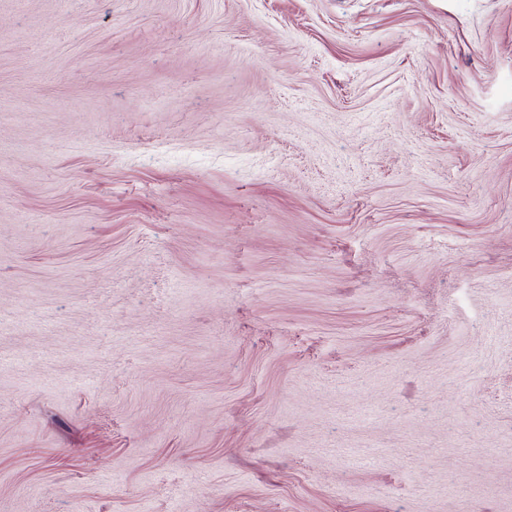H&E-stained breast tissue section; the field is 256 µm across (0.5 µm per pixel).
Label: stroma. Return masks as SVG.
Here are the masks:
<instances>
[{"mask_svg":"<svg viewBox=\"0 0 512 512\" xmlns=\"http://www.w3.org/2000/svg\"><path fill=\"white\" fill-rule=\"evenodd\" d=\"M0 512H512V0H0Z\"/></svg>","mask_w":512,"mask_h":512,"instance_id":"1","label":"stroma"}]
</instances>
